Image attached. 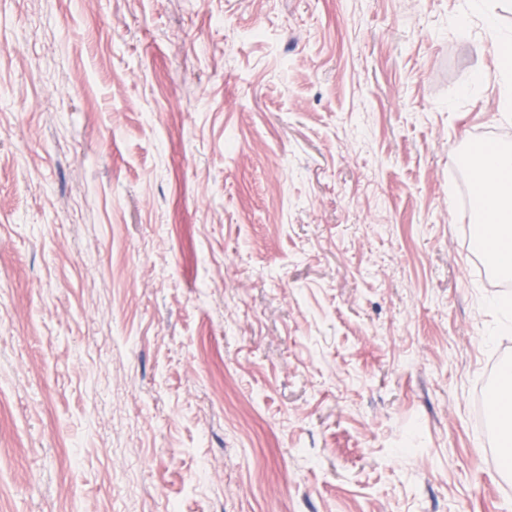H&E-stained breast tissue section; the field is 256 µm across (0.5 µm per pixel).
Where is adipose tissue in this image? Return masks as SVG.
Returning <instances> with one entry per match:
<instances>
[{
    "instance_id": "obj_1",
    "label": "adipose tissue",
    "mask_w": 512,
    "mask_h": 512,
    "mask_svg": "<svg viewBox=\"0 0 512 512\" xmlns=\"http://www.w3.org/2000/svg\"><path fill=\"white\" fill-rule=\"evenodd\" d=\"M459 163L468 164L478 184L477 209L487 221L481 239L494 251L500 267L512 266V151L493 148L483 153L462 155Z\"/></svg>"
}]
</instances>
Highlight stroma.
I'll return each mask as SVG.
<instances>
[{
    "label": "stroma",
    "mask_w": 512,
    "mask_h": 512,
    "mask_svg": "<svg viewBox=\"0 0 512 512\" xmlns=\"http://www.w3.org/2000/svg\"><path fill=\"white\" fill-rule=\"evenodd\" d=\"M465 0H0V512H512V147ZM474 172L477 209L487 218L481 239L494 250V260L502 268L512 265V151L495 147L483 153L457 156Z\"/></svg>",
    "instance_id": "35a3bbf8"
}]
</instances>
